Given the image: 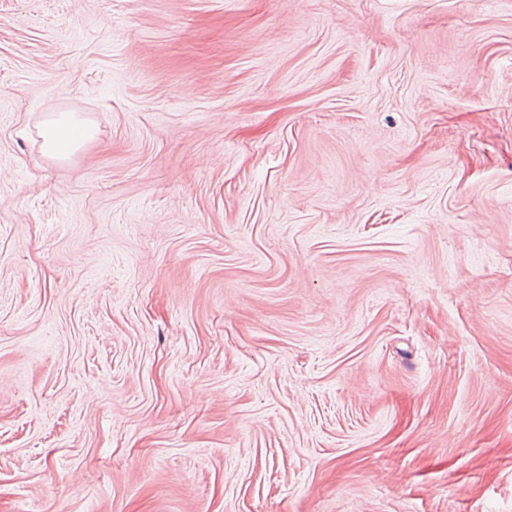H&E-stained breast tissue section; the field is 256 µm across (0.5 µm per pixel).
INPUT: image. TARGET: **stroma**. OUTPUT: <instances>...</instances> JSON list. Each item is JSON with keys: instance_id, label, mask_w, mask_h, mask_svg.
Returning a JSON list of instances; mask_svg holds the SVG:
<instances>
[{"instance_id": "1", "label": "stroma", "mask_w": 512, "mask_h": 512, "mask_svg": "<svg viewBox=\"0 0 512 512\" xmlns=\"http://www.w3.org/2000/svg\"><path fill=\"white\" fill-rule=\"evenodd\" d=\"M0 512H512V0H0ZM71 114L59 112L40 128L42 150L48 156L66 159L95 138L94 126L83 120L77 121Z\"/></svg>"}]
</instances>
